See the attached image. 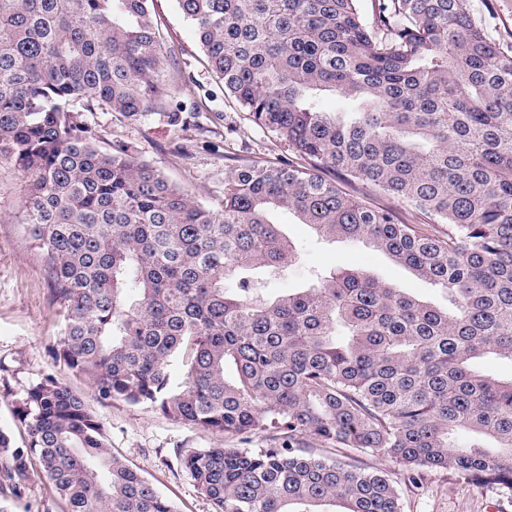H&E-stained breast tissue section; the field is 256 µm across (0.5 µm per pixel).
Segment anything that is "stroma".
<instances>
[{
    "label": "stroma",
    "mask_w": 512,
    "mask_h": 512,
    "mask_svg": "<svg viewBox=\"0 0 512 512\" xmlns=\"http://www.w3.org/2000/svg\"><path fill=\"white\" fill-rule=\"evenodd\" d=\"M474 21L503 47L512 46V0H470ZM152 13L170 52L164 74L162 115L129 120L98 105L84 111L85 123L101 148L121 141L137 158L149 161L172 184L188 191L212 210L224 201L228 172L259 158L281 165L295 157L275 133L257 125L248 112L224 92V82L208 67L193 23L176 0H153ZM180 115L169 125L166 113ZM362 203L395 210L401 221L423 232L440 235L445 225L407 207L367 182L345 187ZM26 210L24 176L13 162L0 159V428L8 430L16 447H25L27 431L16 416L27 391L51 376L81 395L105 427L112 451L150 482L178 512H213L180 463V451L190 448L258 449L269 435L257 430L231 436L176 423L160 411L121 400H100L86 380L56 363L52 344L64 326L65 310L50 292L42 252L23 224ZM272 222L296 247V259L281 271L251 270L256 294L274 296L305 286L317 273L362 269L437 306H446L442 290L393 264L385 254L356 241L318 239L308 225L288 211L276 209ZM342 461L385 472L398 488L404 512H512V499L471 485L448 471H428L420 487H411L405 469L381 454L343 449ZM0 504L8 512H66L64 502L38 465H31L24 487L14 488L0 470Z\"/></svg>",
    "instance_id": "obj_1"
}]
</instances>
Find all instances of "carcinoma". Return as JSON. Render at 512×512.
<instances>
[{
    "label": "carcinoma",
    "instance_id": "1",
    "mask_svg": "<svg viewBox=\"0 0 512 512\" xmlns=\"http://www.w3.org/2000/svg\"><path fill=\"white\" fill-rule=\"evenodd\" d=\"M224 92L309 166L229 172L215 212L122 143L101 149L69 108L127 119L162 99L168 59L151 0H0V158L28 177L26 224L65 324L56 362L102 400L272 444L196 448L182 466L214 512H403L386 473L304 453H380L512 498V49L469 0H177ZM339 95L342 112L319 99ZM369 182L437 224L430 236L319 171ZM294 212L320 238L354 239L448 294L437 309L361 269L274 299L243 271L296 248L267 219ZM233 367L232 376L226 368ZM23 448L68 512H176L112 454L103 424L53 377L19 409Z\"/></svg>",
    "mask_w": 512,
    "mask_h": 512
}]
</instances>
